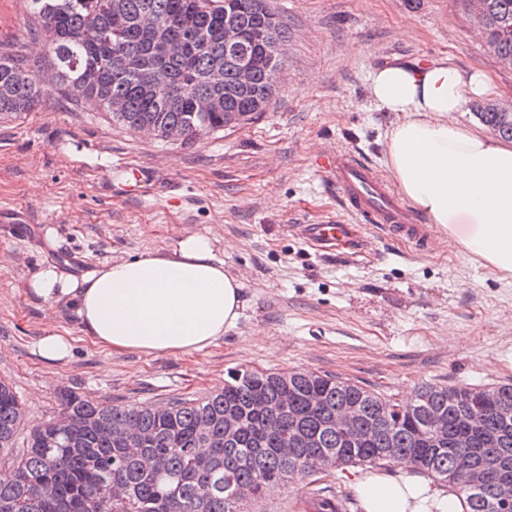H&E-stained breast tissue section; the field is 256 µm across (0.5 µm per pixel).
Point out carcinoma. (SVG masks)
<instances>
[{"label": "carcinoma", "mask_w": 512, "mask_h": 512, "mask_svg": "<svg viewBox=\"0 0 512 512\" xmlns=\"http://www.w3.org/2000/svg\"><path fill=\"white\" fill-rule=\"evenodd\" d=\"M32 35L49 36L47 67L56 74L55 94L94 102L113 123L134 131L143 126L183 129L184 145L224 130V113L239 125L266 111L281 67L270 39L286 29L268 0H28ZM485 16L474 17L489 50L512 58V0H486ZM241 33L240 52L252 69L249 87L238 83L235 59L224 48V15ZM224 85L208 82L210 71ZM45 89L18 48L0 53V121L36 110ZM217 107L202 111L198 98ZM123 102L121 112L112 101ZM475 116L501 137L512 139V123L483 104ZM484 407L470 442L448 448L464 426L468 405ZM392 411L394 396L347 379L311 370L268 372L232 368L224 388L197 396H175L167 409L148 404L94 402L69 392L48 422L32 428L16 457L0 471V512H245L238 490L260 498L284 487L304 470L330 458L336 468L354 464L404 465L451 488L468 512H512V383L490 387L425 383ZM21 401L0 380V450L14 447ZM357 408L355 441L336 431V413ZM240 423L224 433V414ZM446 421L439 436L428 434V418ZM131 439L120 441L112 429ZM476 467L477 485L452 475ZM117 487L116 498L102 491ZM313 512H345L338 496L318 498Z\"/></svg>", "instance_id": "obj_1"}]
</instances>
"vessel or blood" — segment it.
<instances>
[{
  "instance_id": "1",
  "label": "vessel or blood",
  "mask_w": 512,
  "mask_h": 512,
  "mask_svg": "<svg viewBox=\"0 0 512 512\" xmlns=\"http://www.w3.org/2000/svg\"><path fill=\"white\" fill-rule=\"evenodd\" d=\"M328 174L346 211L366 222L384 226L398 237L423 244L427 230L419 218L396 198L382 174L350 153L332 155ZM302 237L323 250L352 248L354 237L347 224H303Z\"/></svg>"
}]
</instances>
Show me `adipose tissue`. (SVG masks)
I'll return each mask as SVG.
<instances>
[{
  "label": "adipose tissue",
  "mask_w": 512,
  "mask_h": 512,
  "mask_svg": "<svg viewBox=\"0 0 512 512\" xmlns=\"http://www.w3.org/2000/svg\"><path fill=\"white\" fill-rule=\"evenodd\" d=\"M370 93L397 116L384 154L404 199L462 252L512 277V146L449 119L494 95L491 78L445 59L386 64ZM25 287L50 309L73 302L84 335L101 347L176 356L211 347L236 325L243 283L225 272L209 236L189 233L172 251L106 262L78 279L44 266ZM353 489L363 512L465 510L414 477L369 471Z\"/></svg>",
  "instance_id": "adipose-tissue-1"
}]
</instances>
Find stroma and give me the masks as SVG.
<instances>
[{
  "label": "stroma",
  "mask_w": 512,
  "mask_h": 512,
  "mask_svg": "<svg viewBox=\"0 0 512 512\" xmlns=\"http://www.w3.org/2000/svg\"><path fill=\"white\" fill-rule=\"evenodd\" d=\"M287 25L271 104L254 123L195 144L121 129L99 109L47 92L19 121L0 123V379L47 421L64 393L159 405L218 390L231 368L309 369L387 395L426 382L512 383V278L432 231L420 247L344 210L323 168L350 151L387 172L395 121L370 94L390 62L447 58L487 71L496 102L512 108V67L489 54L468 0H270ZM44 66L48 48L29 31L27 0H0V49ZM143 169L137 195L120 167ZM356 224V251H317L301 224ZM205 234L224 270L242 279L240 317L216 345L178 356L117 352L80 330L73 304L47 312L25 284L44 265L81 276L119 258L171 250ZM70 337L62 362L41 358L45 329ZM363 467L307 475L252 502V512H299L312 490L347 500Z\"/></svg>",
  "instance_id": "1"
}]
</instances>
